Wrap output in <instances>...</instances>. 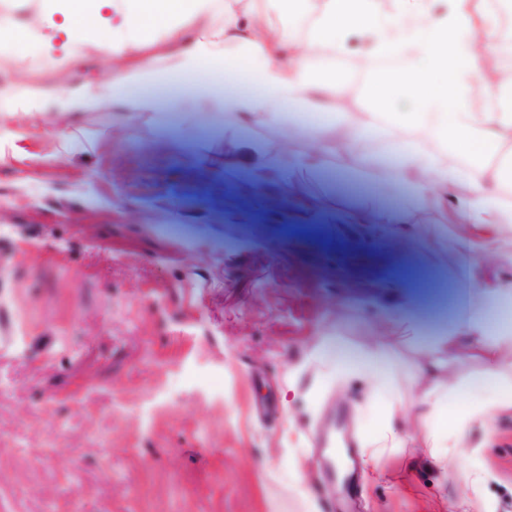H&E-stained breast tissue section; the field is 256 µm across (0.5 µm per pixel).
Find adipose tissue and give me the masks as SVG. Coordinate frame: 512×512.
<instances>
[{
  "mask_svg": "<svg viewBox=\"0 0 512 512\" xmlns=\"http://www.w3.org/2000/svg\"><path fill=\"white\" fill-rule=\"evenodd\" d=\"M65 0L66 22L75 28L85 17L112 11L108 44L119 67L110 85L79 86L63 97L33 86L28 93L70 111L109 97L132 100L137 111L156 109L150 95L131 97L133 88L164 82L174 72L200 64L227 68L245 62L259 86L250 94H225L219 108L246 121H269L287 108L323 112L329 104L364 93L368 106L341 112L331 127L350 143L373 138L389 143L395 171L423 202L437 191L467 185L459 202L463 224H511L500 210L494 189L512 186V70L502 69L489 41L501 31L502 13L490 0ZM310 17L300 38L277 25L293 9ZM195 26L193 48H182L187 26ZM173 44L163 60L147 54L155 36ZM435 143L427 150L425 141ZM498 155L494 164L461 167L448 156L471 157L477 151ZM468 337L476 351L502 355L512 350V328L487 335L482 314H466L453 336L436 337L434 361L414 368L421 378L446 370L458 337ZM384 345L354 356L337 354L336 373L356 369L372 377L387 448L406 439L392 430L400 401L382 370ZM474 399L450 408L448 390L426 391L421 420L434 459L447 457L450 443H463L471 421L512 412V381L487 368L466 386Z\"/></svg>",
  "mask_w": 512,
  "mask_h": 512,
  "instance_id": "1",
  "label": "adipose tissue"
}]
</instances>
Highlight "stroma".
<instances>
[{
    "instance_id": "obj_1",
    "label": "stroma",
    "mask_w": 512,
    "mask_h": 512,
    "mask_svg": "<svg viewBox=\"0 0 512 512\" xmlns=\"http://www.w3.org/2000/svg\"><path fill=\"white\" fill-rule=\"evenodd\" d=\"M54 0H0L31 38L0 51V512H512V414L469 423L438 463L416 407L468 310L512 324V226L422 204L385 143L241 126L189 87L152 112L30 98L105 85L104 28L61 32ZM319 165L304 169L310 152ZM384 344L407 447L341 469L337 417L376 434L371 377L331 373Z\"/></svg>"
}]
</instances>
